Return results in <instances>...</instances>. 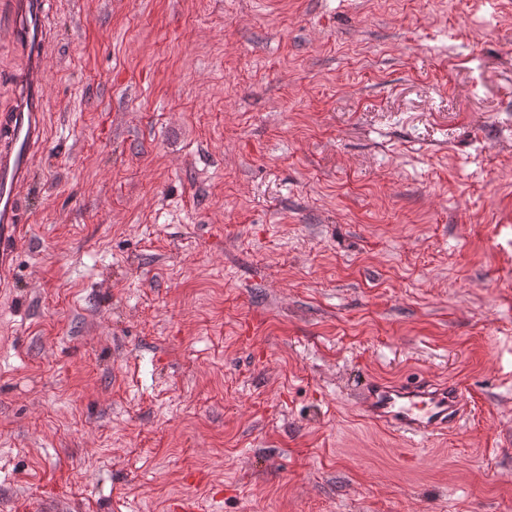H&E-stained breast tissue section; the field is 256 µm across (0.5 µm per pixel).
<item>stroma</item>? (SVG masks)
Listing matches in <instances>:
<instances>
[{
    "label": "stroma",
    "mask_w": 512,
    "mask_h": 512,
    "mask_svg": "<svg viewBox=\"0 0 512 512\" xmlns=\"http://www.w3.org/2000/svg\"><path fill=\"white\" fill-rule=\"evenodd\" d=\"M46 7L0 512H512V0ZM417 376L455 429L361 410ZM462 401L455 384L421 378L371 381L361 392L360 406L373 421L402 436L425 438L456 425Z\"/></svg>",
    "instance_id": "stroma-1"
}]
</instances>
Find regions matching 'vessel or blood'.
<instances>
[{"mask_svg":"<svg viewBox=\"0 0 512 512\" xmlns=\"http://www.w3.org/2000/svg\"><path fill=\"white\" fill-rule=\"evenodd\" d=\"M46 0H15L19 18L15 40L29 64L18 82L12 108L0 114V270H6L23 229L19 195L27 184L43 139V58L48 43ZM463 401L458 386L435 380L372 381L361 392L360 406L376 423L405 437L425 438L456 425Z\"/></svg>","mask_w":512,"mask_h":512,"instance_id":"obj_1","label":"vessel or blood"}]
</instances>
